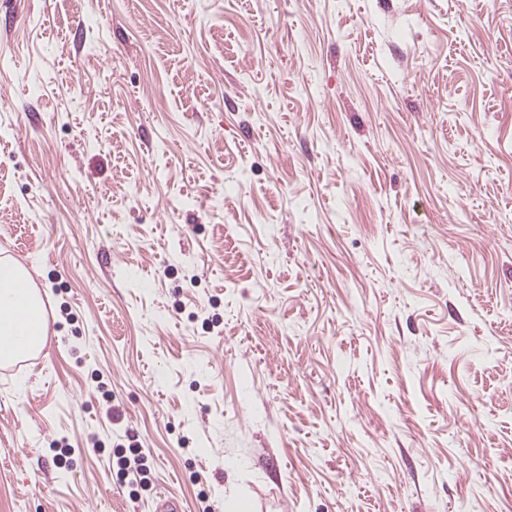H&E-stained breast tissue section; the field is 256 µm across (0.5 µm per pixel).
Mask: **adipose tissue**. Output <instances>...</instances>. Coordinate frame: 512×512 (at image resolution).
<instances>
[{
    "label": "adipose tissue",
    "mask_w": 512,
    "mask_h": 512,
    "mask_svg": "<svg viewBox=\"0 0 512 512\" xmlns=\"http://www.w3.org/2000/svg\"><path fill=\"white\" fill-rule=\"evenodd\" d=\"M43 347L47 335L44 303L28 269L15 261L0 262V360L11 359L19 334Z\"/></svg>",
    "instance_id": "1"
}]
</instances>
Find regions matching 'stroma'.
<instances>
[{
  "mask_svg": "<svg viewBox=\"0 0 512 512\" xmlns=\"http://www.w3.org/2000/svg\"><path fill=\"white\" fill-rule=\"evenodd\" d=\"M0 241V512H512V0H0ZM47 328L44 303L28 269L19 262L0 261V360L15 356V336L21 345L25 334L31 336L32 346L41 350Z\"/></svg>",
  "mask_w": 512,
  "mask_h": 512,
  "instance_id": "35a3bbf8",
  "label": "stroma"
}]
</instances>
